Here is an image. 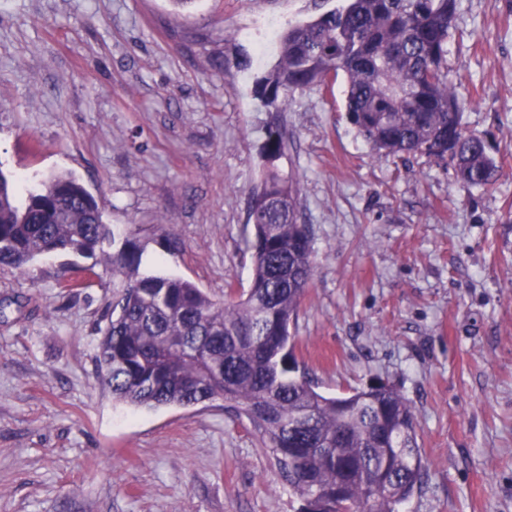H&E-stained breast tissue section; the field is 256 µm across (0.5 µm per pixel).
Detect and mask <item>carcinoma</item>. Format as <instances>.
Instances as JSON below:
<instances>
[{
	"label": "carcinoma",
	"instance_id": "carcinoma-1",
	"mask_svg": "<svg viewBox=\"0 0 512 512\" xmlns=\"http://www.w3.org/2000/svg\"><path fill=\"white\" fill-rule=\"evenodd\" d=\"M458 0H346L279 36V57L258 82L268 106L293 88L346 78V111L373 150L450 152L457 180L486 188L498 167L461 124L464 101L448 79V39ZM284 146L269 130L266 153ZM299 201L278 172L262 173L248 207L249 288L212 299L195 283L141 271L133 234L105 256L112 307L97 367L112 400L134 408L194 406L222 398L245 416L301 497L299 512H398L424 475L416 414L397 387L341 397L317 391L294 355L289 326L315 264ZM111 237L94 197L56 174L19 204L0 171V268L29 269L44 255L93 257Z\"/></svg>",
	"mask_w": 512,
	"mask_h": 512
}]
</instances>
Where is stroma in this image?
<instances>
[{"label": "stroma", "instance_id": "35a3bbf8", "mask_svg": "<svg viewBox=\"0 0 512 512\" xmlns=\"http://www.w3.org/2000/svg\"><path fill=\"white\" fill-rule=\"evenodd\" d=\"M343 4L0 0V172L28 190L72 175L144 244V271L219 300L249 286L248 206L275 165L316 265L290 325L298 360L326 395L379 377L415 410L427 470L400 512H512V0H459L448 42L462 127L500 168L487 189L424 154H377L343 82L264 105L270 28ZM112 293L111 267L77 255L0 268V512H297L224 400L113 402L96 363Z\"/></svg>", "mask_w": 512, "mask_h": 512}]
</instances>
